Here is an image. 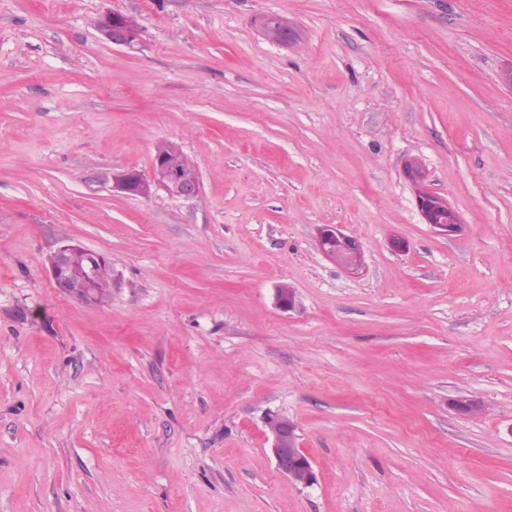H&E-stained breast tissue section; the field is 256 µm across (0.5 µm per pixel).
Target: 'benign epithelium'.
<instances>
[{
  "mask_svg": "<svg viewBox=\"0 0 512 512\" xmlns=\"http://www.w3.org/2000/svg\"><path fill=\"white\" fill-rule=\"evenodd\" d=\"M262 28L265 36L275 41L288 40V24L280 17L270 16L264 19ZM105 30L113 43L134 45L138 33L120 13L109 15L105 19ZM116 187L124 192L149 196L161 188L169 195L184 200H195L199 196V179L188 172L171 168L162 159H155L149 174L129 171L115 181ZM416 204L425 223L442 235H453L462 228L459 214L448 201L421 190L416 196ZM318 247L323 255L348 271L354 272L363 264V250L359 242L339 230L334 225H324L319 229ZM72 255V246L57 248L48 258L52 278H57L61 269ZM96 292L94 276H89L83 284L73 291V297L90 302ZM277 305L284 310H292L296 305V293L291 288L276 289ZM456 411L465 415H479L484 406L473 399L460 398L454 402ZM264 429L271 441V454L277 470L294 485L307 488L317 482L311 457L301 448L294 421L279 412H269L264 416Z\"/></svg>",
  "mask_w": 512,
  "mask_h": 512,
  "instance_id": "7a95c632",
  "label": "benign epithelium"
}]
</instances>
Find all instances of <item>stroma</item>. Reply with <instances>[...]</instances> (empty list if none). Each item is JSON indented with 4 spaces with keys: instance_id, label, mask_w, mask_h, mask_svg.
I'll return each instance as SVG.
<instances>
[{
    "instance_id": "1",
    "label": "stroma",
    "mask_w": 512,
    "mask_h": 512,
    "mask_svg": "<svg viewBox=\"0 0 512 512\" xmlns=\"http://www.w3.org/2000/svg\"><path fill=\"white\" fill-rule=\"evenodd\" d=\"M511 70L512 0H0V512H512ZM164 140L198 199L115 187ZM64 244L109 303L56 287ZM131 25L126 21V16L120 13H112L105 19V30L113 43L118 45L133 46L138 40V33L134 27L136 23L129 19ZM416 196V204L426 224L439 234L453 235L462 228L459 214L446 199L421 190ZM318 247L323 255L348 271L354 272L363 264L359 242L334 225H323L318 233ZM83 250L84 249L79 250L71 260L64 271L63 278L55 282L57 288H61V290L66 293H68L71 288L80 285L85 280L87 273L89 272V265L90 269H93L94 267V261L91 258L95 257L96 254L89 251L86 252L88 254V257L86 258L89 263L88 264L84 260ZM98 256L99 261H95V275L97 278L98 289L96 288L94 276L90 274L83 284L74 289L73 295L71 296L84 302H92L94 293L97 290L92 303L101 304L110 299L112 296V265L102 255L98 254ZM263 422L277 470L296 486L315 484L317 473L311 457L300 446L294 421L285 414L269 412Z\"/></svg>"
}]
</instances>
